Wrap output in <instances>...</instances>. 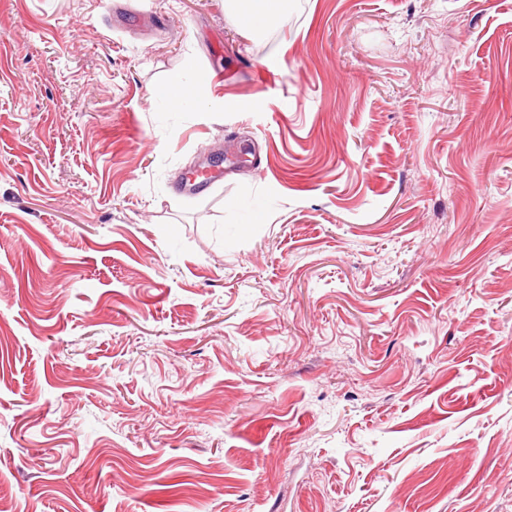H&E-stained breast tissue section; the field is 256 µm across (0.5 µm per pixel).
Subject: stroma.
Masks as SVG:
<instances>
[{
  "mask_svg": "<svg viewBox=\"0 0 512 512\" xmlns=\"http://www.w3.org/2000/svg\"><path fill=\"white\" fill-rule=\"evenodd\" d=\"M0 503L512 512V0H0ZM228 6L245 36L280 23L288 14V0H229ZM206 82L207 80H202L199 84L192 86L183 83L180 78H174L171 84H166L153 91L152 99L159 97L173 108L181 107L184 104L192 103Z\"/></svg>",
  "mask_w": 512,
  "mask_h": 512,
  "instance_id": "stroma-1",
  "label": "stroma"
}]
</instances>
